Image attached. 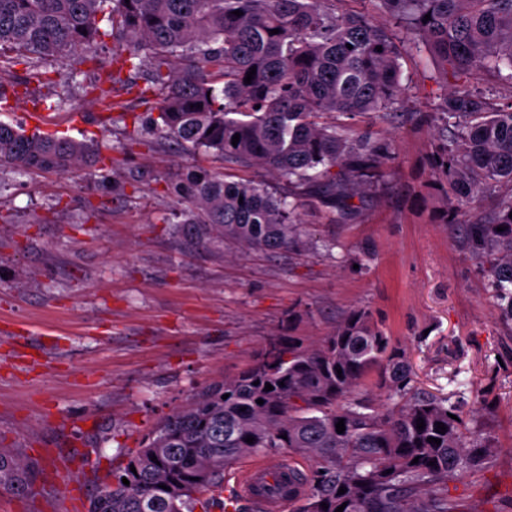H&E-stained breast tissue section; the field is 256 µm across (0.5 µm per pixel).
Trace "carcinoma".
Instances as JSON below:
<instances>
[{
	"mask_svg": "<svg viewBox=\"0 0 512 512\" xmlns=\"http://www.w3.org/2000/svg\"><path fill=\"white\" fill-rule=\"evenodd\" d=\"M333 2L0 0V50L16 51V62L29 67L88 50L107 35V13L126 48L93 86L98 99L117 84L135 89L121 74L147 66L149 86L137 95L161 92L148 130L189 151L261 167L345 216L355 212L352 199L371 174L395 160L389 140L355 120L398 110L401 59L425 49L434 80L455 81L430 119L457 210L472 214L461 244L487 265L512 320V192L499 195L492 212H477L483 197L512 187V107L499 108L494 94L474 85L505 69L512 83V0H371L390 26L364 12H339ZM89 158L96 163L99 153L85 143L0 123V165L68 172ZM174 193L189 201L182 223L201 242L217 237L268 252L300 242L296 204L264 182L228 181L198 167ZM272 345L240 375L203 388L163 417L98 489L88 512H195L217 502L200 495L222 491L224 469L238 457L280 450L316 463L297 512L341 505L343 512H457L435 486L483 468L491 445L454 407L409 387L405 348L375 327L369 312L351 310L318 344L279 336ZM374 367L385 374L387 407L362 393ZM30 485L22 460L0 448V490L20 495Z\"/></svg>",
	"mask_w": 512,
	"mask_h": 512,
	"instance_id": "obj_1",
	"label": "carcinoma"
}]
</instances>
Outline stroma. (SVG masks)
<instances>
[{
  "label": "stroma",
  "mask_w": 512,
  "mask_h": 512,
  "mask_svg": "<svg viewBox=\"0 0 512 512\" xmlns=\"http://www.w3.org/2000/svg\"><path fill=\"white\" fill-rule=\"evenodd\" d=\"M117 48L104 37L36 77L0 52V122L27 132L31 113H51L49 132L109 159L67 173L0 166V448L32 473L26 496L0 492V512H88L174 407L273 338L317 341L355 308L406 349L412 388L448 399L492 445L482 469L439 492L457 512H512V322L444 222L455 194L427 119L443 93L429 55H404L401 107L367 121L397 159L354 198L355 216L303 200L304 248L265 254L197 243L172 189L195 166L282 193L284 182L147 132L152 103L124 88L145 86V72H124L105 108L92 88ZM55 456L72 462L77 497Z\"/></svg>",
  "instance_id": "1"
}]
</instances>
